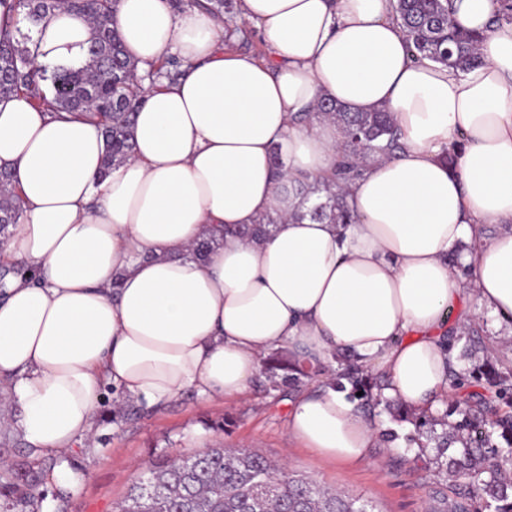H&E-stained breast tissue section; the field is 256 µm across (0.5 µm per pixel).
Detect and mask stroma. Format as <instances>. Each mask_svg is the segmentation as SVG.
<instances>
[{
    "label": "stroma",
    "mask_w": 512,
    "mask_h": 512,
    "mask_svg": "<svg viewBox=\"0 0 512 512\" xmlns=\"http://www.w3.org/2000/svg\"><path fill=\"white\" fill-rule=\"evenodd\" d=\"M292 389L266 393L255 381L247 395L228 405L208 404L189 396L160 410L133 402L117 408V393L106 389L95 414L90 440L68 453L33 451L24 436L0 427V484L19 482L29 467L45 475L39 512H112L132 481L163 455L190 456L216 443L246 448L318 483L368 498L379 512H446L458 492L452 483L429 471L416 449L407 445L411 433L406 417L386 406L373 415L392 434V447L372 449L368 462L339 466L316 464L310 449L291 439L287 428ZM78 476L76 486L58 495L50 475L61 464Z\"/></svg>",
    "instance_id": "obj_1"
}]
</instances>
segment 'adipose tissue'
Returning a JSON list of instances; mask_svg holds the SVG:
<instances>
[{
  "label": "adipose tissue",
  "instance_id": "ef3b65f1",
  "mask_svg": "<svg viewBox=\"0 0 512 512\" xmlns=\"http://www.w3.org/2000/svg\"><path fill=\"white\" fill-rule=\"evenodd\" d=\"M392 3L237 0L265 36L260 61L203 10L117 0L138 69L173 56L182 74L143 83L135 152L107 174L98 124L0 97V170L22 206L0 261L28 269L0 293V404L35 449L88 435L105 384L149 408L226 403L285 350L322 370L289 401L290 436L316 463H363L382 427L328 385L334 354L382 377L383 400L436 416L474 313L512 341V23L493 22L494 0H454L455 26L483 36L460 72L415 59ZM91 30L67 8L47 14L40 62H79ZM323 100L387 110L404 135L403 152L366 156L343 182L352 224L297 217L300 184L341 159L332 117L293 123ZM270 214V235H237ZM483 224L498 230L469 250ZM219 231L222 246L191 256ZM467 292L476 312L459 308Z\"/></svg>",
  "mask_w": 512,
  "mask_h": 512
}]
</instances>
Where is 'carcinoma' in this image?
I'll list each match as a JSON object with an SVG mask.
<instances>
[{
	"instance_id": "1",
	"label": "carcinoma",
	"mask_w": 512,
	"mask_h": 512,
	"mask_svg": "<svg viewBox=\"0 0 512 512\" xmlns=\"http://www.w3.org/2000/svg\"><path fill=\"white\" fill-rule=\"evenodd\" d=\"M116 0H14L21 25L15 32L0 31V96L22 93L33 104L59 116L66 112L96 122L106 139L104 172L127 160L134 149L133 114L141 101L138 79L151 85L172 81L180 75V63L172 58L149 65L136 77L137 65L127 56L113 20ZM66 7L86 16L92 33L84 62L39 64L38 42L33 27L46 13ZM204 7L224 23L227 35H239L247 42L251 29L233 15V0H206ZM451 0H395L396 19L406 32L412 51L430 59L465 70L479 62L481 37L454 28ZM317 114L331 116L343 127V154L356 158L367 154H391L400 148V135L389 113L350 112L324 100ZM321 202L299 214L312 221L352 224L346 195L341 187L324 182L313 188ZM21 216L19 198L11 175L0 170V236ZM278 218H266L241 231L248 238H261ZM333 382L362 408L381 389V378L336 355ZM267 392L288 385L302 387L318 369L292 360L276 351L264 361ZM495 387L491 400L459 395L450 401L445 414L415 416L418 435L410 443L426 440L433 454L424 449L435 475L458 485L461 501L450 512H512V472L502 461L512 457V374L486 373ZM362 395H357V392ZM499 433L501 442L491 441ZM462 444L457 454L448 450ZM39 499L34 478L13 500L21 512H35ZM113 512H378L373 502L351 497L295 474L246 449L206 448L187 457H169L150 463L143 475L129 487Z\"/></svg>"
}]
</instances>
